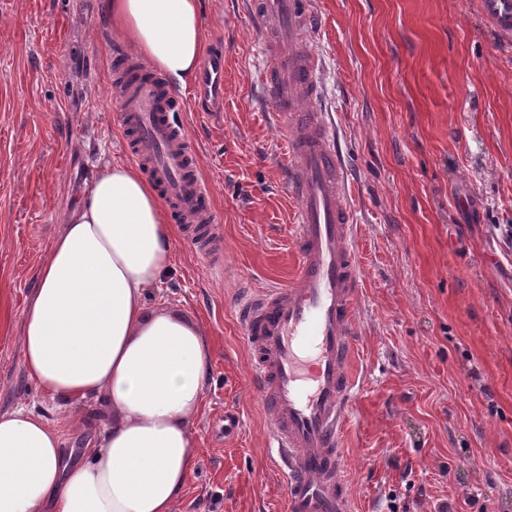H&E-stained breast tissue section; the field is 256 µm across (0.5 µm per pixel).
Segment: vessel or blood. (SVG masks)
Here are the masks:
<instances>
[{
  "label": "vessel or blood",
  "mask_w": 512,
  "mask_h": 512,
  "mask_svg": "<svg viewBox=\"0 0 512 512\" xmlns=\"http://www.w3.org/2000/svg\"><path fill=\"white\" fill-rule=\"evenodd\" d=\"M242 2L259 26L260 79L285 135L297 253L287 283L253 289L240 300L252 380L270 416L288 512H354L340 473L344 426L362 390L351 372L362 271L336 130L317 109L324 59L310 45L322 35V20L317 0ZM482 7L500 30L512 32V0H482ZM111 62L119 122L135 131L128 154L160 187L171 218L185 225L208 269L220 268L223 239L210 190L184 125L172 118L181 99L123 46L113 45ZM192 94L198 111H223V53L204 58Z\"/></svg>",
  "instance_id": "obj_1"
}]
</instances>
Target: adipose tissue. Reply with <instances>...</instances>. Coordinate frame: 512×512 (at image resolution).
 Returning a JSON list of instances; mask_svg holds the SVG:
<instances>
[{
    "instance_id": "obj_1",
    "label": "adipose tissue",
    "mask_w": 512,
    "mask_h": 512,
    "mask_svg": "<svg viewBox=\"0 0 512 512\" xmlns=\"http://www.w3.org/2000/svg\"><path fill=\"white\" fill-rule=\"evenodd\" d=\"M112 27L171 86L206 40L199 0H106ZM174 229L133 167L105 164L51 240L18 337L62 419L24 402L0 414V512H177L199 463L195 422L212 350L204 329L149 298L171 270ZM105 419L81 451L63 429Z\"/></svg>"
}]
</instances>
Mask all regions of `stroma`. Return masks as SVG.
Masks as SVG:
<instances>
[{
  "label": "stroma",
  "mask_w": 512,
  "mask_h": 512,
  "mask_svg": "<svg viewBox=\"0 0 512 512\" xmlns=\"http://www.w3.org/2000/svg\"><path fill=\"white\" fill-rule=\"evenodd\" d=\"M323 111L355 192L356 372L343 434L356 512H512V33L480 0H320ZM224 109L181 119L224 228V273L177 233L151 305L201 323L212 372L178 512H284L234 308L297 255L286 145L257 89L259 34L201 0ZM103 0H0V413L58 416L16 343L48 245L98 166L129 163Z\"/></svg>",
  "instance_id": "obj_1"
}]
</instances>
